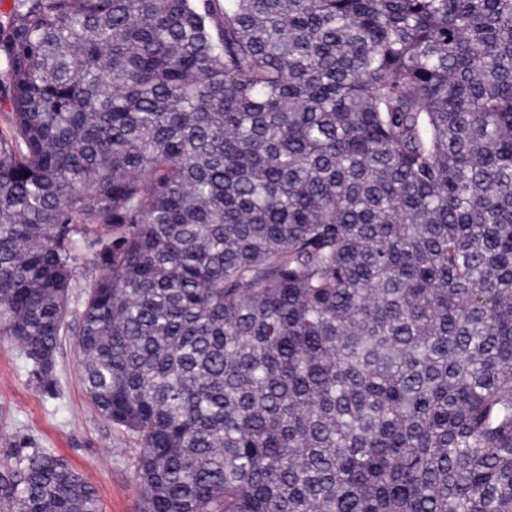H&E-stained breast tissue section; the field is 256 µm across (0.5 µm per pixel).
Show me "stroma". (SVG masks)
<instances>
[{
	"label": "stroma",
	"mask_w": 512,
	"mask_h": 512,
	"mask_svg": "<svg viewBox=\"0 0 512 512\" xmlns=\"http://www.w3.org/2000/svg\"><path fill=\"white\" fill-rule=\"evenodd\" d=\"M54 376L53 397L31 375L16 345L0 338V462L51 449L95 488L101 512H142L135 477L139 444L95 413L81 381L74 336L62 337Z\"/></svg>",
	"instance_id": "1"
}]
</instances>
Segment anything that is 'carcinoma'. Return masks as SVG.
I'll list each match as a JSON object with an SVG mask.
<instances>
[{
  "instance_id": "obj_1",
  "label": "carcinoma",
  "mask_w": 512,
  "mask_h": 512,
  "mask_svg": "<svg viewBox=\"0 0 512 512\" xmlns=\"http://www.w3.org/2000/svg\"><path fill=\"white\" fill-rule=\"evenodd\" d=\"M0 336L75 332L147 512H512V0H15ZM0 512H99L38 449Z\"/></svg>"
}]
</instances>
